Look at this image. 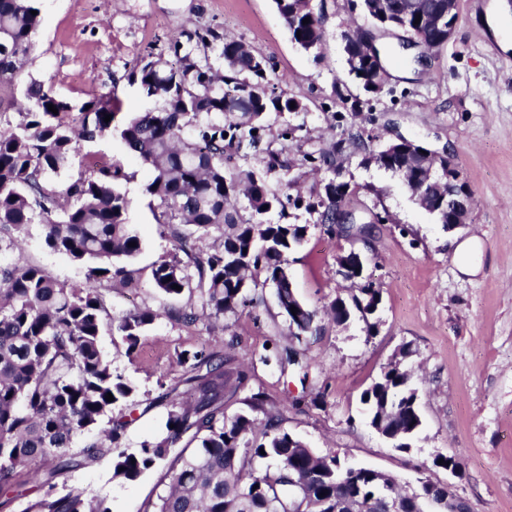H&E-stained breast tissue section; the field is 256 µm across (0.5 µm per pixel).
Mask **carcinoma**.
<instances>
[{"instance_id":"cac0c4a2","label":"carcinoma","mask_w":512,"mask_h":512,"mask_svg":"<svg viewBox=\"0 0 512 512\" xmlns=\"http://www.w3.org/2000/svg\"><path fill=\"white\" fill-rule=\"evenodd\" d=\"M385 3L390 18L418 31L427 44L447 43L446 31L415 23L422 13L448 7L447 0H415L410 11L408 0ZM274 4L297 45L306 51L321 48L323 11L310 12L307 0ZM33 10H39L38 0H0L1 84L14 83L33 49L40 22ZM306 18L310 23H303ZM214 55L223 69L214 67ZM130 78L162 102L130 116L121 130L128 149L150 171L145 191L160 202L157 223L171 230L172 252L152 271L155 287L179 296L191 289L188 269L194 268L202 311L218 321L256 303L244 296L247 274L263 273L288 317L289 336L318 335L316 312L298 303L288 281V255L305 241L309 225L266 219L275 208L283 214L290 205L299 207L300 198L272 192L251 170L236 177L225 170V162L242 150L262 154L269 171L289 170L281 153L261 147L264 122L271 112L302 111L301 97L276 91L268 60L213 29L185 30L169 39L164 49L149 51ZM24 97L27 105L18 122L0 126V251L17 247L29 226L39 224L48 248L87 270L84 284L69 286L38 265H0V512L18 496L21 469L31 475L35 492L25 512H110L105 501L90 499L79 488L57 492L61 475L88 468L107 454L113 478L122 482L137 481L173 456L161 489L143 512H272L274 507L278 512H389L383 489L399 485L394 476L370 468L339 472L343 464L337 456H319L281 428L283 411L264 392L247 399L250 411L227 415L224 400L246 388L249 375L240 366L230 367L223 351L205 345L178 360L185 388L167 414L166 437L143 443L137 453L123 450L129 420L112 416V410L134 388L112 371L101 336H122L130 356L159 317L150 309L112 314L101 288L104 282L128 281L141 251V238L128 218L129 200L120 189L126 174L119 163H94L89 174L61 189L53 182L72 167L77 142L112 132L104 118L116 115L117 104L110 97L94 98L72 112L67 101L34 80ZM50 104L58 113L48 110ZM308 162L333 176L320 181L306 211L331 227L343 221L342 237L371 233L368 215L338 210L349 206L356 189L336 182V149ZM376 164L402 176L418 196L424 170L414 158L394 152ZM240 195L247 201L245 215L236 206ZM213 229L224 241L203 256L197 240ZM351 284L347 297L332 301L329 316L342 325L357 312L371 333L380 289L363 278ZM272 359L283 369L298 367L301 383L309 381L310 362L292 348L260 356L264 363ZM361 401L374 429L408 439L422 424L417 390L397 363L383 367ZM95 429L93 441L72 451L75 437ZM430 492L439 493L437 484L425 481L417 496L397 494L400 512H421L422 498Z\"/></svg>"}]
</instances>
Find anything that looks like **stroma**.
<instances>
[{"label": "stroma", "instance_id": "1", "mask_svg": "<svg viewBox=\"0 0 512 512\" xmlns=\"http://www.w3.org/2000/svg\"><path fill=\"white\" fill-rule=\"evenodd\" d=\"M491 2L470 0L459 12L455 37L422 66L411 64V51L402 49L403 31L377 32V44L391 52L389 80L369 100L349 75L343 53L346 32L372 27L352 0H326V40L314 52L294 43L273 0H40L34 49L16 84L0 87V120L17 121L23 89L32 80L76 105L116 96L118 125L130 113L154 109L155 101L142 96L129 75L149 48L183 29L214 28L266 58L281 89L305 103L304 111L268 116L264 142L291 163L289 171L265 172L268 187L280 190L288 179L291 196L309 198L324 174L312 170L307 155L341 141L338 171L356 189L352 205L373 208L388 221L375 225L369 239L352 240L329 231L305 209L289 210V223L309 227L304 244L289 256L288 271L297 298L318 310L324 327L320 336L297 345L312 360L316 386L303 391L297 370L258 360L229 412L247 411L249 393L263 390L283 407V429L317 454L384 471L411 492L425 480L450 486L472 512H512V50L502 51L484 28ZM357 99L364 103L359 113L351 110ZM400 135L451 151L473 192L467 223H438L400 176L364 162L353 144L358 137L376 150ZM80 152L101 163L120 162L129 219L142 240L133 281L108 292L112 312L148 307L159 314L134 353H127L121 336L101 338L113 372L135 389L116 408L130 420L124 446L135 452L165 436L170 393L181 380L180 352L198 349L213 335L217 348H229L236 361L246 362L269 342L289 345L288 320L273 288L259 277L249 278L247 290L258 306L225 318L223 332L203 317L191 324L172 317L171 309L197 308L202 299L197 291L169 298L154 286L152 268L171 251L172 240L156 221L157 200L145 191L148 172L117 131L82 144ZM466 240L473 243L471 251L456 259V245ZM20 247L0 253V261L21 255L59 282H84V266L49 250L41 226L30 225ZM353 249L365 255V274L381 290L373 336L359 315L339 326L324 314L336 295L349 292L337 258ZM463 261L477 266V273L461 272ZM403 348L410 351L403 365L418 390L422 425L401 450L370 426L360 396ZM299 396L304 404L292 408ZM439 454L456 456L460 474L434 466ZM161 475L156 467L123 484L105 457L63 474L58 488H81L111 512H141Z\"/></svg>", "mask_w": 512, "mask_h": 512}]
</instances>
